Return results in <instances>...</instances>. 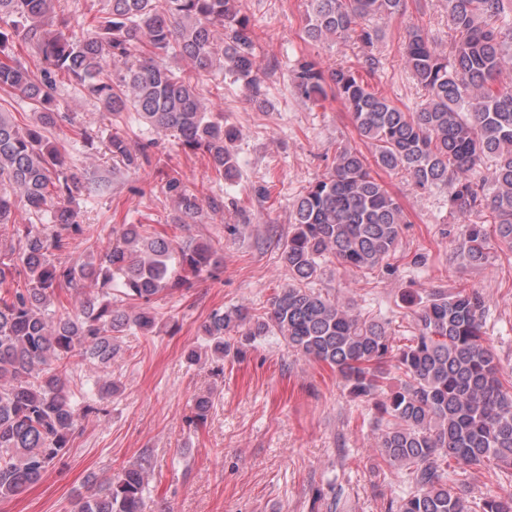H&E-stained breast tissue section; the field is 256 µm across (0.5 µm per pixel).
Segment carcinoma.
I'll return each mask as SVG.
<instances>
[{"label":"carcinoma","instance_id":"1","mask_svg":"<svg viewBox=\"0 0 512 512\" xmlns=\"http://www.w3.org/2000/svg\"><path fill=\"white\" fill-rule=\"evenodd\" d=\"M58 2L0 0V89L20 93L34 113L21 126L0 106V236L9 233L19 245L18 263L0 260V285L24 276V284L0 291V499L40 481L68 450L80 419L107 413L103 404L118 385L106 379L89 391L83 381L72 388L78 362L110 363L125 331L152 332L154 298L189 288L223 262L209 242L182 239L203 206L219 211L223 201L198 196L174 170L164 186L179 212L171 232L124 224L103 253L55 258L71 240H91L93 231L71 207L87 185L48 137L66 119L56 104L57 84L87 93L114 117L133 116L170 133L178 148L203 152L216 174L233 182L242 133L213 118L197 83L226 72L258 96L264 70L238 0H103L82 36L56 14ZM307 4L310 41L341 39L359 55L357 63L328 73L312 60H296V92L318 101L326 87L335 89L372 153L336 151L333 170L293 204L283 244L291 282L262 315L243 305L213 312L201 326L204 353L222 361L276 336L336 369L350 394L375 400L377 447L388 464L405 470L409 488L390 512H466L463 495L449 487L448 462L489 464L493 476H512V380L483 337L481 296L461 285L403 295L415 332L395 348L389 323L363 317L312 284L327 262L367 273L392 270L388 259L407 220L375 168L404 173L420 189L446 187L456 214L480 219L464 225L457 250L463 264L482 265L493 238L512 251V81L503 77L512 56V0H448L454 40L446 52L422 27H406L405 68L425 96L413 112L370 90L360 75L380 67L372 52L380 30L370 20L404 14L406 0ZM14 38L41 58L39 71L6 53ZM171 58L194 74L176 71ZM152 147L114 134L106 154L126 170L166 164ZM483 168L484 178L475 179ZM19 197L42 223L40 231L15 223ZM80 282L101 296L72 313L53 308L57 290ZM213 406L212 393L197 396L192 421H205ZM150 469L143 458L105 476L93 492L77 495L71 512H144ZM482 512H512V491L485 498Z\"/></svg>","mask_w":512,"mask_h":512}]
</instances>
